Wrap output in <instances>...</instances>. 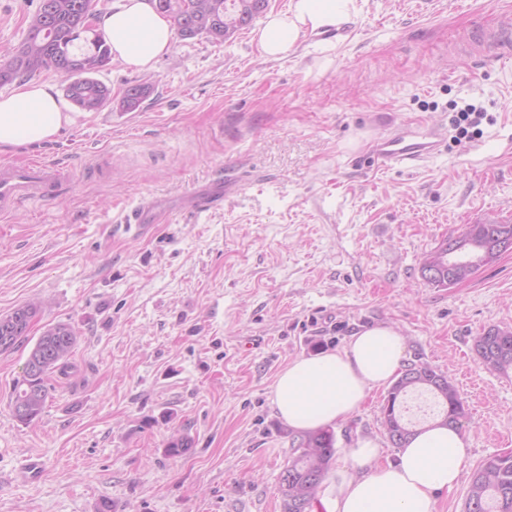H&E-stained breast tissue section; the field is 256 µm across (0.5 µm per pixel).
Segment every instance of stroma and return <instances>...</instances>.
<instances>
[{"mask_svg":"<svg viewBox=\"0 0 512 512\" xmlns=\"http://www.w3.org/2000/svg\"><path fill=\"white\" fill-rule=\"evenodd\" d=\"M355 5L344 35L303 31L284 58L251 26L221 44L175 39L147 72L111 62L96 75L111 102L54 141L0 153L72 172L54 200L0 218V314L38 300L31 341L59 322L78 334L27 425L9 399L30 348L0 354V512H281L295 431L273 404L277 375L379 324L465 401L469 456L457 487L435 491L437 512H462L472 472L512 452V375L474 350L483 329L512 328V250L450 289L421 276L464 225L512 224V58L473 48L512 0ZM38 6L0 0V51L20 48ZM133 83L151 93L126 112ZM453 103L484 113L459 144ZM425 125L443 144L423 166L364 163L373 139ZM231 172L243 182L220 205L184 207ZM149 198L163 214L129 236L126 215ZM387 394L336 423L332 471L366 438L395 458ZM183 436L188 450L169 455ZM32 457L42 476L20 481Z\"/></svg>","mask_w":512,"mask_h":512,"instance_id":"stroma-1","label":"stroma"}]
</instances>
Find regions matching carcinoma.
<instances>
[{"label":"carcinoma","instance_id":"obj_1","mask_svg":"<svg viewBox=\"0 0 512 512\" xmlns=\"http://www.w3.org/2000/svg\"><path fill=\"white\" fill-rule=\"evenodd\" d=\"M96 0H40L31 17L21 49L0 58V85L30 78L54 69L67 78L66 97L86 112H96L112 100L111 90L94 75L112 61L106 39L96 35L78 47L75 41L87 31V18L96 17ZM268 0H156V10L168 17L182 40L205 37L222 44L236 31L252 24L267 7ZM142 84L126 88L120 107L134 111L149 93ZM512 243V224L495 220L467 224L461 234L428 253L421 275L438 288H453L471 278L480 266L494 263ZM35 303L0 315V354L11 352L28 340L38 314ZM77 342L73 328L58 323L38 337L13 384L10 409L20 423L29 424L42 413L48 396L49 376L64 369ZM483 365L505 374L512 371V329L490 327L475 340ZM414 389H423L441 407L443 424L462 428L466 416L460 392L451 378L425 363L406 366L391 385L382 409V425L396 448L406 445L413 425L399 409V399ZM331 429L292 438L291 457L280 475L279 492L283 512H309L317 488L327 477L336 454ZM465 512H512V454L494 455L470 476Z\"/></svg>","mask_w":512,"mask_h":512}]
</instances>
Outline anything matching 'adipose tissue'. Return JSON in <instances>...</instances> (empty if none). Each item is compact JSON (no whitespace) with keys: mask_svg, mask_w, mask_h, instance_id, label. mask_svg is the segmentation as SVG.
<instances>
[{"mask_svg":"<svg viewBox=\"0 0 512 512\" xmlns=\"http://www.w3.org/2000/svg\"><path fill=\"white\" fill-rule=\"evenodd\" d=\"M352 2L290 0L286 11L269 15L260 29L262 51L286 56L302 30L334 24L337 16L348 14ZM97 24L113 59L136 72L151 70L175 38L170 19L151 0H114ZM77 119L53 85H19L0 96V151L52 141ZM404 356V339L392 327L360 330L340 349L292 360L276 378L273 403L296 430L332 426L358 410L373 390L387 386ZM467 455L460 430L435 424L419 429L392 462L383 461L377 441H362L350 451L352 472H337L325 510L436 512L434 491L457 484Z\"/></svg>","mask_w":512,"mask_h":512,"instance_id":"1","label":"adipose tissue"}]
</instances>
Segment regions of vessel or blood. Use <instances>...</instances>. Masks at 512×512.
Here are the masks:
<instances>
[{"instance_id": "1", "label": "vessel or blood", "mask_w": 512, "mask_h": 512, "mask_svg": "<svg viewBox=\"0 0 512 512\" xmlns=\"http://www.w3.org/2000/svg\"><path fill=\"white\" fill-rule=\"evenodd\" d=\"M482 45L489 58L512 56V24H499L485 30ZM440 144V134L435 128H403L374 142L369 152L370 164L379 169L414 168L434 156ZM71 182L70 171L51 161L1 165L0 214H14L26 202L48 198ZM238 185V178L228 177L224 183L214 184L208 193L191 197L188 204L196 211H207L226 199ZM159 208V202L154 199L140 204L124 226L126 233L135 237L145 235Z\"/></svg>"}]
</instances>
